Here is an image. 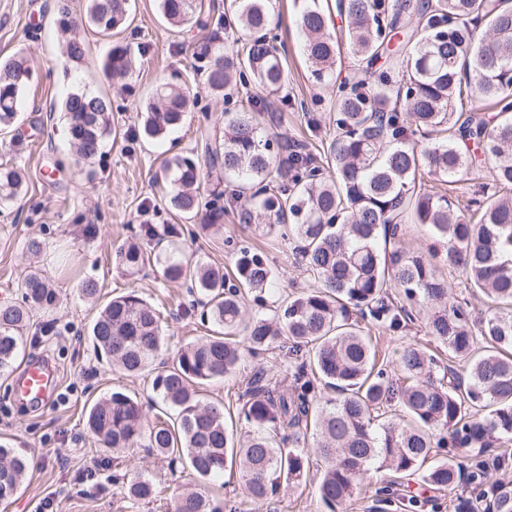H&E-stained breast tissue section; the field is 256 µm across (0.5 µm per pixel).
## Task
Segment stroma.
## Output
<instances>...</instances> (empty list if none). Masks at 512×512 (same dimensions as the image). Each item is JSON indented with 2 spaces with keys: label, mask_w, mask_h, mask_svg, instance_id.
Here are the masks:
<instances>
[{
  "label": "stroma",
  "mask_w": 512,
  "mask_h": 512,
  "mask_svg": "<svg viewBox=\"0 0 512 512\" xmlns=\"http://www.w3.org/2000/svg\"><path fill=\"white\" fill-rule=\"evenodd\" d=\"M62 2L76 15L85 9V0H0V60L21 55L31 70L19 123L0 131V165H19L27 172L20 196L0 206V301L21 302L19 284L34 271L52 284L56 301L33 311L19 359H49L60 376L48 400L29 406L14 397L15 371L0 374V441H9L29 460L25 480L12 497L0 501V512H173L176 494L195 480L189 470L169 467L167 459L143 444L112 453L87 427L90 405L115 390L136 396L145 424H152L156 396L149 376L123 375L98 356L89 336L97 307L82 295L83 281L101 285V300L133 289L160 310L165 348L154 358L151 373L167 369L180 347L214 328L202 320L203 308L186 285L165 281L163 266L172 253L222 266L228 274L239 249L261 253L276 276L275 292L266 306L247 302L250 317L274 315L277 304L293 300L314 281L296 259V240L287 225L268 230L266 224L245 222L241 210L228 205L222 229H208L200 219L174 210L158 182L167 160L203 155L207 139L223 137L225 113L241 107L240 93H212L203 74L209 47L218 44L237 53L246 41L226 0H202L199 22L180 28L163 20L158 0H130L128 22L118 34L105 37L82 28L88 53L77 63L65 53ZM268 8L288 82L268 97L263 114L273 118L283 142L305 145L326 159L336 136V89L311 77L293 0H269ZM117 44L130 47L139 60L121 81L111 80L103 69L107 52ZM161 82L189 88L192 103L177 130L151 140L142 133V111ZM73 90L105 96L112 107V135L88 164L71 160L65 140L61 103ZM146 223L156 228L155 238L144 237ZM170 226L175 229L171 235L166 232ZM33 238L41 243L35 257L26 250ZM133 239L150 261L131 275L118 251ZM426 319L419 313L398 334L368 328L378 360L393 365L407 345L447 359V348L427 335ZM261 368L269 386L290 381L285 351L247 352L235 375L203 386L204 399L235 411L239 393ZM140 475L159 485L161 497L146 503L122 494V483Z\"/></svg>",
  "instance_id": "1"
}]
</instances>
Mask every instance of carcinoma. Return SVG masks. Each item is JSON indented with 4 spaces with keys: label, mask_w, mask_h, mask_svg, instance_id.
Wrapping results in <instances>:
<instances>
[{
    "label": "carcinoma",
    "mask_w": 512,
    "mask_h": 512,
    "mask_svg": "<svg viewBox=\"0 0 512 512\" xmlns=\"http://www.w3.org/2000/svg\"><path fill=\"white\" fill-rule=\"evenodd\" d=\"M173 27L199 18L198 0H159ZM247 36L244 54L215 48L206 83L222 93L242 78L253 97L275 95L285 84L284 61L269 37L268 0H233ZM346 27L332 35V14ZM129 0H87L84 21L110 36L127 21ZM297 24L305 54L319 84L332 81L345 43L355 59L350 89L336 90V140L332 170L321 173L315 156L295 144L282 158L270 153L268 127L249 107L224 119V137L205 146L206 165L194 154L174 157L163 168L169 201L186 215H201L210 227L224 217L221 193L202 198L204 169H220L238 181L236 200L251 218L269 228L291 223L296 252L318 286L286 304L269 319H246L247 297L271 289L275 277L258 253L240 250L233 279L224 270L184 257L163 269L170 283L188 282L206 298L215 335L181 347L172 367L157 373L152 390L176 412V424L162 411L144 431L142 407L131 395L114 391L96 401L87 425L106 447L119 453L147 438L148 447L189 468L197 483L184 487L174 512H224V498L207 483L227 467L239 471L243 497L262 506L292 487L306 484L305 450L312 436L326 466L317 484L325 512H337L359 492L371 472L381 469L411 476L436 490L470 489L456 500L457 512H512V481L489 479V470H512V457L497 454L465 469L458 450L488 452L496 440L512 437V0H302ZM86 46L72 35L66 55L80 61ZM386 60L401 72L398 82ZM104 69L114 79L133 72L127 46L106 55ZM377 75L364 89L361 76ZM31 77L24 57L0 64V128L20 117ZM496 109L492 123L475 121L457 106L462 94ZM189 92L175 84L157 86L145 109L143 131L150 139L177 128ZM71 153L91 162L112 134L107 100L72 92L63 104ZM435 135L423 144L413 131ZM446 186L422 189L423 176ZM464 175L481 184L480 194L462 209L448 187ZM290 179L288 196L274 183ZM18 166L0 167V205L22 191ZM425 225L442 250L387 252L398 226ZM126 271L148 260L131 244L120 249ZM462 267L467 285L485 298L486 315L471 320L468 307L449 296L438 265ZM23 303L0 305V371L12 367L23 345L34 308L50 306L55 295L31 273L20 283ZM403 293L392 302L388 290ZM429 310L428 334L448 347V363L425 348L404 347L389 373L349 309L373 326L400 332L412 306ZM90 336L96 350L130 376L145 372L164 344L159 313L137 291L111 298L98 311ZM289 343L290 388L275 390L256 376L239 396V414L252 430L244 437L226 425L224 407L201 399L199 388L233 374L244 351ZM334 392L321 395L322 389ZM28 469L25 455L0 443V499L14 494ZM136 500L158 497L152 480L137 477L124 487Z\"/></svg>",
    "instance_id": "obj_1"
}]
</instances>
